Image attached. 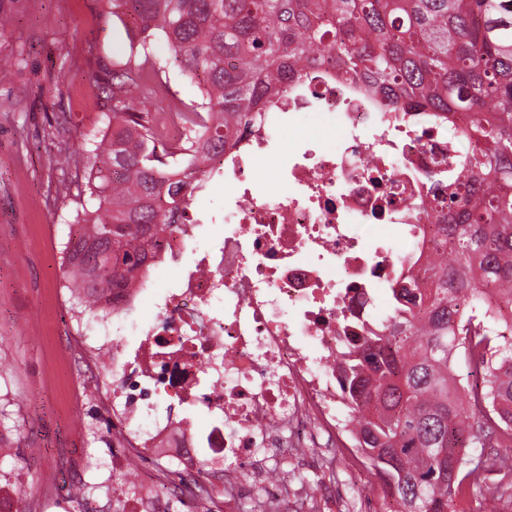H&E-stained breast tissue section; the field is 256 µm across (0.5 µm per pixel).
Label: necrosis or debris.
Wrapping results in <instances>:
<instances>
[{"label": "necrosis or debris", "mask_w": 512, "mask_h": 512, "mask_svg": "<svg viewBox=\"0 0 512 512\" xmlns=\"http://www.w3.org/2000/svg\"><path fill=\"white\" fill-rule=\"evenodd\" d=\"M390 108L328 67L308 70L225 148L234 182L222 220L168 225L155 266L179 267L174 284L156 288L148 267L136 287L99 302V333L78 354L90 363L106 353L112 378L68 398L111 412L112 473L135 485L114 490L104 512H196L209 480L224 486V512H236L247 474L326 512L280 461L302 448L307 469L322 473L337 443L357 447L338 385L343 354L385 321L378 303L397 281L428 267L448 221L435 174L452 150L449 125L467 121L423 126ZM306 122L333 130V147L293 140L275 155L287 196H254L253 157ZM368 224L383 234L364 237ZM148 301L156 313L138 322Z\"/></svg>", "instance_id": "4bbe7bcc"}]
</instances>
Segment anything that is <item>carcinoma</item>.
<instances>
[{
    "label": "carcinoma",
    "mask_w": 512,
    "mask_h": 512,
    "mask_svg": "<svg viewBox=\"0 0 512 512\" xmlns=\"http://www.w3.org/2000/svg\"><path fill=\"white\" fill-rule=\"evenodd\" d=\"M105 2L133 27L124 53L96 59L103 129L73 150L96 203L77 211L66 246L88 314L98 291L129 287L154 258L159 225L191 220L226 140L316 59L401 112L470 115L453 129L436 262L393 289L396 308L345 354L341 384L388 512H452L463 492L481 512L488 474L512 470V342L488 308L494 289L512 310V0ZM172 66L199 91L186 111ZM173 111L181 132L169 142ZM489 436L502 452L465 467L461 450Z\"/></svg>",
    "instance_id": "obj_1"
}]
</instances>
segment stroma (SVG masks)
<instances>
[{
	"label": "stroma",
	"instance_id": "stroma-1",
	"mask_svg": "<svg viewBox=\"0 0 512 512\" xmlns=\"http://www.w3.org/2000/svg\"><path fill=\"white\" fill-rule=\"evenodd\" d=\"M0 378L12 391L0 404V469L33 472L14 484L30 512H68V493L44 510L40 476L68 473L80 452L106 453L93 437L98 416L66 410L60 365L69 337L93 335L90 323L65 321V247L83 202L70 182L78 162L73 141L102 128L91 85L98 56L123 52L125 27L104 0H0ZM90 439H83V430ZM348 488L340 512H381L383 494L368 463L340 466Z\"/></svg>",
	"mask_w": 512,
	"mask_h": 512
}]
</instances>
